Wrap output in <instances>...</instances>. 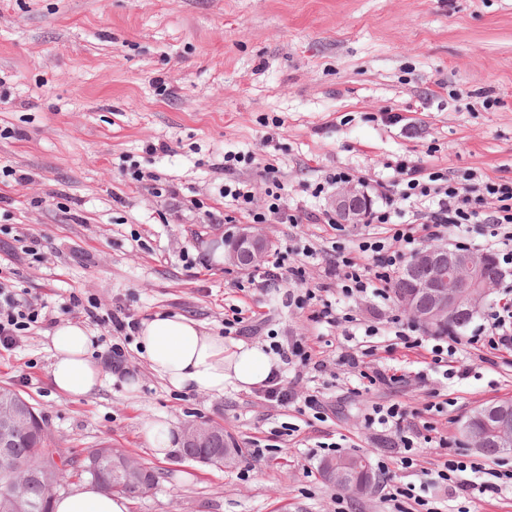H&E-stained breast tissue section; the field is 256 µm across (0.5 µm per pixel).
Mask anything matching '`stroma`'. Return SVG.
I'll use <instances>...</instances> for the list:
<instances>
[{"label":"stroma","instance_id":"obj_1","mask_svg":"<svg viewBox=\"0 0 512 512\" xmlns=\"http://www.w3.org/2000/svg\"><path fill=\"white\" fill-rule=\"evenodd\" d=\"M158 141L170 152L148 153ZM229 151L255 155L240 177L259 206L264 167L275 166L303 221L260 230L315 286L335 248L355 249L369 233L311 223L333 208L335 190L312 195L327 174L377 180L396 162L428 159L452 177L512 179V0H0V278L47 315L14 351H0V386L35 404L71 467L106 441L159 472L128 512H336L340 502L348 512H392L384 496L406 483L442 512H512V492L437 483V443L417 442L414 466L398 467L395 435L366 422L372 405L396 403L405 430L434 421L454 453L475 458L460 427L476 408L512 400V359L473 350L462 376L443 378L425 351L386 355L395 301L331 291L333 306L377 328L376 357L398 377L358 388L336 363L347 345L341 328L288 305L298 282L264 284L211 261L214 246L247 224L220 221L216 165ZM135 169L170 182L176 196H155L132 180ZM17 172L29 181H14ZM25 236L40 240L41 260L22 253ZM73 294L121 303L139 320L182 314L217 333L233 311L257 317L251 342L302 339L325 361L319 371H280L297 396L318 395L330 410L283 407L252 390L173 389L133 343L139 391L107 369L93 395H62L49 376L55 328L85 323L97 356L113 340L108 325L66 313ZM444 400L447 411L428 413ZM152 419L178 430L220 425L240 455L223 469L179 452L158 460L144 433ZM254 445L261 458L249 456ZM337 452L388 463L376 491L351 496L324 482L320 462Z\"/></svg>","mask_w":512,"mask_h":512}]
</instances>
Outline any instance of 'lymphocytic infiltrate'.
<instances>
[{
    "instance_id": "lymphocytic-infiltrate-1",
    "label": "lymphocytic infiltrate",
    "mask_w": 512,
    "mask_h": 512,
    "mask_svg": "<svg viewBox=\"0 0 512 512\" xmlns=\"http://www.w3.org/2000/svg\"><path fill=\"white\" fill-rule=\"evenodd\" d=\"M254 162L249 153H225L224 187L219 195L229 213L225 223H232L234 214L264 224L277 220L281 224L300 223L301 217L284 201L276 177H268L265 188L266 203L256 207L250 183L238 179L239 171ZM375 192L379 206L363 214L364 223L375 225L372 237L362 241L356 252H336L323 270L324 281L288 296L296 308L309 307L318 293L336 287L346 297L371 295L388 299L393 276L408 253L426 238L447 235L470 224L490 227L493 248L500 266L512 265V181L493 180L464 173L460 179L449 178L447 172L427 162H403L394 168L390 180H377ZM71 305L92 322L109 324L116 339L105 355V361L115 373L129 374V360L123 346L137 332L138 321L120 304L102 309L100 303L71 297ZM42 314L36 304L16 297L13 291L0 285V348L15 349L19 338L31 325L38 323ZM388 323L405 349L426 348L432 364L447 368L456 374V355L465 349H490L512 353V316L498 311L487 318L484 335L453 337L447 343L425 346L423 336L405 328L398 315H391ZM375 348L356 344L345 348L337 357L342 366L358 372L369 383H388L392 377L372 358ZM438 479L453 483L458 488H471L479 493L502 494L512 489V473L501 472L485 464L451 455L441 458L436 470Z\"/></svg>"
}]
</instances>
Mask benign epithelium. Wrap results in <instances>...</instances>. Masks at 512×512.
<instances>
[{"label":"benign epithelium","instance_id":"obj_1","mask_svg":"<svg viewBox=\"0 0 512 512\" xmlns=\"http://www.w3.org/2000/svg\"><path fill=\"white\" fill-rule=\"evenodd\" d=\"M357 200L358 194L351 190L337 194L334 205L339 217L344 220L354 218ZM265 252V236L245 227L227 251V257L237 266L257 268L263 262ZM418 263L427 270V276L418 286L419 297L427 298L430 305L423 308L419 306L418 297H407L404 307L427 328L454 316L464 306L477 309L492 288V285L483 282L482 269L486 263V255L483 253L462 252L438 245L423 250L419 254ZM477 413L488 422L490 434L498 441L506 444L512 442L511 412L481 407ZM35 424H41V419L29 407L13 405L0 411V479L12 480L11 494L3 503L4 512H31L27 487L33 480L48 484V491H53L45 468L34 465L28 473L18 476L16 462L9 453L14 435ZM214 433L216 429L210 423H192L183 428L184 439L195 443L208 441ZM112 472L124 481L143 485L150 482V472L146 467L121 450L112 451Z\"/></svg>","mask_w":512,"mask_h":512}]
</instances>
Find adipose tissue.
<instances>
[{
  "instance_id": "adipose-tissue-1",
  "label": "adipose tissue",
  "mask_w": 512,
  "mask_h": 512,
  "mask_svg": "<svg viewBox=\"0 0 512 512\" xmlns=\"http://www.w3.org/2000/svg\"><path fill=\"white\" fill-rule=\"evenodd\" d=\"M138 342L152 370L173 388L214 395L226 388L249 390L263 385L279 368V359L261 344L235 341L183 315L156 313L142 320ZM49 373L66 396H89L102 384V367L92 357L85 327L65 322L52 337ZM54 512H127L124 497L102 493L95 484L55 499Z\"/></svg>"
}]
</instances>
